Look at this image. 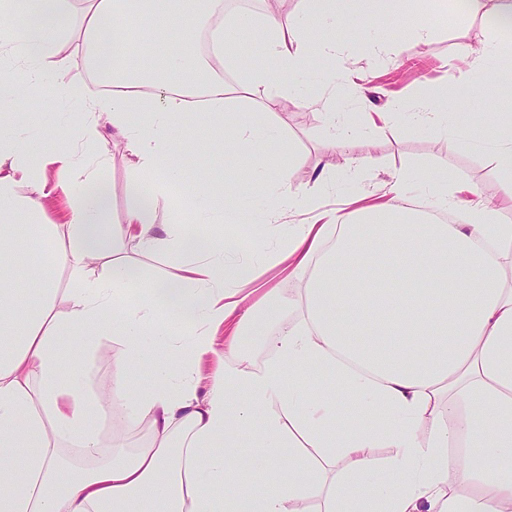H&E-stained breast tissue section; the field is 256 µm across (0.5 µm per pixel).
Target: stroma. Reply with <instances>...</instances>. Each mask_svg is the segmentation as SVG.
<instances>
[{"label": "stroma", "mask_w": 512, "mask_h": 512, "mask_svg": "<svg viewBox=\"0 0 512 512\" xmlns=\"http://www.w3.org/2000/svg\"><path fill=\"white\" fill-rule=\"evenodd\" d=\"M437 12L417 13L409 9L405 16L372 21L369 30H358L347 22L336 26L337 36L365 43L367 37H381L392 44L407 43L412 39L419 21H427L434 28L429 42L412 58L392 55L373 59L361 55L358 65L364 82L371 87L375 107L398 101L404 106V115L392 119L363 139L360 149L375 159L372 167L344 179L336 166L337 158L325 154L321 142L329 115L338 111L334 100L324 99L318 106L304 103L300 89L319 86L325 64L312 58L300 70L279 76L280 83L290 85L288 105L271 114L270 122L280 127L284 139L276 146V153H292L293 163L288 168L291 187H309L308 201L288 211L286 220L291 224H307L323 211L349 216L354 199L372 204L399 194L402 202L418 205L425 201L439 181L448 185L476 184L483 198L493 201L499 210V220L512 224V198L507 197L496 172L494 144L498 135L496 115L512 110L504 103L500 88L503 66L492 65L491 77L471 72L466 62L458 58L461 46L479 47L483 43L500 40L501 35L488 18L455 10L453 0H438ZM449 85L453 90L451 117L447 128L416 126L405 115L413 111L423 98L428 86ZM22 115L17 122L16 134L23 140L43 141L48 151L79 147L90 154H104L109 158L104 171L112 185L111 223L124 221L126 203L131 193L148 190L158 198L156 223L188 224L192 222L195 207L184 202L175 208L162 190L160 177L146 178L134 169V158L123 141L104 136L86 141L80 137L82 116L66 103L58 89L38 86L21 98ZM183 187L192 192L198 182L213 171L221 172L225 181L236 188L246 208L244 224L221 225L216 212L202 215L199 233H209L215 226H223L225 233L248 240L254 233L264 232L261 212L271 205L269 193L254 181V165L244 152L230 150L219 155H198L188 167ZM120 349L111 338L100 339L94 355H87L76 337H69L63 351L64 365L83 364L87 367L86 382L99 393H106L112 381V355Z\"/></svg>", "instance_id": "obj_1"}]
</instances>
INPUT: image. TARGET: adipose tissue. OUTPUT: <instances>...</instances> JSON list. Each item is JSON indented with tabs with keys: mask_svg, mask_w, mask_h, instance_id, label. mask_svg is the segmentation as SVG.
Instances as JSON below:
<instances>
[{
	"mask_svg": "<svg viewBox=\"0 0 512 512\" xmlns=\"http://www.w3.org/2000/svg\"><path fill=\"white\" fill-rule=\"evenodd\" d=\"M404 5L304 0V17L284 20L225 13L224 0H0V512H298L306 501L317 512H512V224L498 222L476 187L465 207L442 190L425 210L382 202L350 221L292 224L282 246L257 242L246 258L232 239L155 223L154 202L138 196L124 224H109L105 156L51 155L4 135L20 112L21 87L56 86L80 109L83 137L111 126L137 171L161 168L178 184L193 150L175 120L200 114L210 130L203 150L247 151L262 182L277 187L264 220L278 224L304 196L270 159L281 134L251 113L225 111L229 90L211 61L236 65L250 51L242 32L257 35L262 49L239 88L263 92L262 111L275 112L288 94L267 92L273 71L318 56L332 85L355 64L347 40L314 36L305 18L344 13L363 27L401 16ZM132 17L160 39L181 31L164 66L130 62L123 30ZM49 58L56 66L43 68ZM72 68L93 73L100 92L66 79ZM359 138L348 119L323 141L343 155L345 173L373 162L354 154ZM53 162L70 176L69 215L41 224V171ZM21 184L28 195L18 194ZM459 208L467 223L429 221L431 212ZM18 223L27 224L26 237ZM130 244L190 262L151 276L126 256ZM20 262L25 288L12 275ZM285 263L299 295L247 303L255 270ZM59 268L74 282L64 294L53 277ZM289 305L302 309L299 321L285 322ZM187 325L200 353L211 351L217 331L227 335L224 370L202 399L192 368L176 376L168 369ZM105 335L121 349L102 397L84 390L82 366L63 365L62 349L78 336L92 352ZM248 336L264 337L262 364L243 351ZM149 360L152 380L137 387ZM315 367L327 378L319 391L304 382ZM340 389L350 400L344 415ZM103 405L112 421L149 426L130 454L107 461L94 421ZM247 430L261 450L257 471L239 464ZM376 447L390 456L374 457ZM452 449L457 484L448 479ZM340 457L349 462L342 472Z\"/></svg>",
	"mask_w": 512,
	"mask_h": 512,
	"instance_id": "obj_1",
	"label": "adipose tissue"
}]
</instances>
